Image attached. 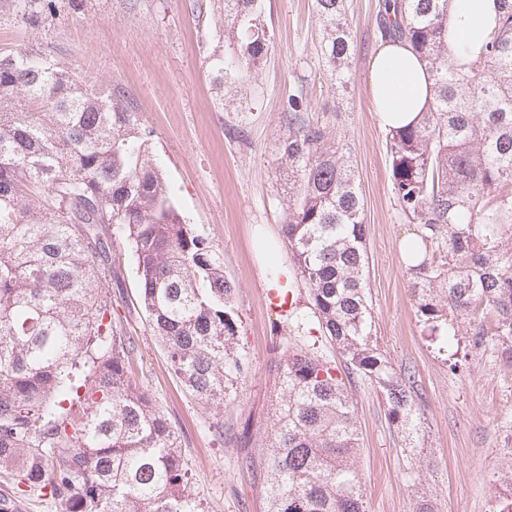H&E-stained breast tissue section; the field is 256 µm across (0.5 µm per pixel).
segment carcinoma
Instances as JSON below:
<instances>
[{"instance_id":"carcinoma-1","label":"carcinoma","mask_w":512,"mask_h":512,"mask_svg":"<svg viewBox=\"0 0 512 512\" xmlns=\"http://www.w3.org/2000/svg\"><path fill=\"white\" fill-rule=\"evenodd\" d=\"M348 0H314L317 48L336 85L348 83ZM454 0H381L375 35L425 62L428 102L387 130L396 210L417 225L403 248L417 318L449 343L468 327L476 348L512 366V0L476 54L448 46ZM232 66L209 56L219 97L267 57L262 0H224ZM288 97L279 167L288 196L285 243L306 284L318 332L341 365L293 345L272 360L277 391L261 443L224 427V402L248 371L235 283L220 251L182 217L139 113L50 55L0 58V473L15 498L61 512H204L164 410L131 376L138 346L99 294L115 261L106 231L128 241L139 304L183 387L215 412L266 512H367L357 412L349 386L384 395L404 448L425 438L415 373L396 371L378 344L366 296L364 202L349 152Z\"/></svg>"}]
</instances>
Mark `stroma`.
Returning <instances> with one entry per match:
<instances>
[{"label": "stroma", "instance_id": "obj_1", "mask_svg": "<svg viewBox=\"0 0 512 512\" xmlns=\"http://www.w3.org/2000/svg\"><path fill=\"white\" fill-rule=\"evenodd\" d=\"M192 0H55L37 25L17 0H0V58L33 46L65 62L88 83L112 85L153 129L161 162L186 223L224 255V274L236 285L240 344L252 370L223 409L224 423L241 429L266 417L274 390L266 368L303 331L308 290L293 281L297 317L279 316L261 286L266 268L259 239L276 244L277 260L292 268L281 226L288 182L278 168V146L288 135L282 111L303 92L311 123L324 126L350 150L364 201L369 265L365 278L379 343L395 370L410 369L421 395L429 436L415 453L403 452L390 428L383 394L359 381V467L369 512H498L512 492V367L461 338L468 361L451 373L440 341L416 316L417 299L401 246L413 231L400 221L391 194L386 131L368 93L370 63L378 51L374 30L379 0H349L354 47L347 89L336 88L316 49L314 0H265L274 39L261 71L243 76L216 102L208 56L218 41L213 18L198 19ZM116 276L102 296L119 328L139 344L133 378L166 412L182 440L184 462L205 512H265L238 448L217 440L214 413L194 400L175 377L139 305L136 265L123 242L110 247Z\"/></svg>", "mask_w": 512, "mask_h": 512}]
</instances>
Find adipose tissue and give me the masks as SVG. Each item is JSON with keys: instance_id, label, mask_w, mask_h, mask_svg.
<instances>
[{"instance_id": "obj_1", "label": "adipose tissue", "mask_w": 512, "mask_h": 512, "mask_svg": "<svg viewBox=\"0 0 512 512\" xmlns=\"http://www.w3.org/2000/svg\"><path fill=\"white\" fill-rule=\"evenodd\" d=\"M496 20L495 0H455L448 27L454 39L476 49L493 33ZM368 90L382 127L407 124L429 98L425 66L408 47L384 45L371 62Z\"/></svg>"}]
</instances>
